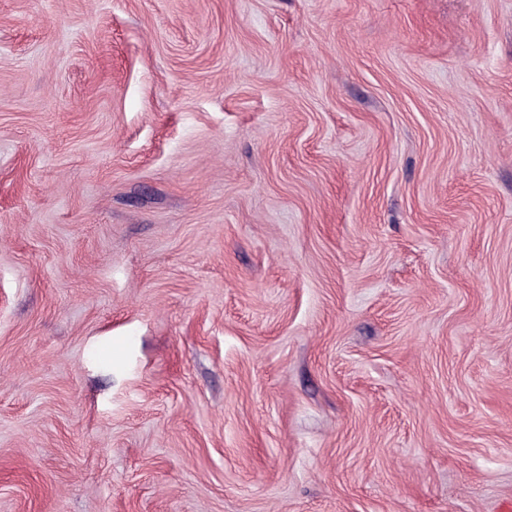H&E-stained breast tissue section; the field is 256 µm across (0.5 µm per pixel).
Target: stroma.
Segmentation results:
<instances>
[{
  "label": "stroma",
  "instance_id": "obj_1",
  "mask_svg": "<svg viewBox=\"0 0 512 512\" xmlns=\"http://www.w3.org/2000/svg\"><path fill=\"white\" fill-rule=\"evenodd\" d=\"M512 0H0V512H504Z\"/></svg>",
  "mask_w": 512,
  "mask_h": 512
}]
</instances>
